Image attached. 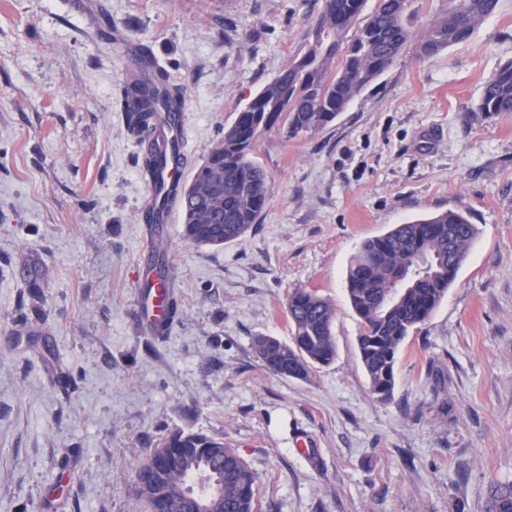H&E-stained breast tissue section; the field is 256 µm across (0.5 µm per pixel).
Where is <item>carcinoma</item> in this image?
I'll use <instances>...</instances> for the list:
<instances>
[{
  "instance_id": "obj_1",
  "label": "carcinoma",
  "mask_w": 512,
  "mask_h": 512,
  "mask_svg": "<svg viewBox=\"0 0 512 512\" xmlns=\"http://www.w3.org/2000/svg\"><path fill=\"white\" fill-rule=\"evenodd\" d=\"M323 0L305 38L304 49L239 113L184 188L187 210L182 236L195 245L222 246L241 239L259 223L268 205L267 175L254 149L265 132L279 129L296 139L333 122L372 81L406 52L423 61L467 41L489 18L498 0H444L446 6L415 37L410 23L415 0ZM128 133L166 115L176 120L184 89L160 67L129 74L121 90ZM479 110L512 115V61L482 88ZM161 162L152 152L141 170L156 179ZM479 235L461 211L448 210L361 242L346 274V296L360 324L359 356L371 391L392 395L395 366L409 333L428 320L442 302L468 250ZM291 340L259 336L255 350L272 373L307 378L336 356L335 310L317 291L296 289L287 297ZM173 450L174 462L161 479L176 490L208 465L224 468V512H257L253 472L224 441L203 433L176 431L158 443ZM489 512H512V484H493Z\"/></svg>"
}]
</instances>
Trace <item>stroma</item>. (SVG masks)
I'll use <instances>...</instances> for the list:
<instances>
[{"instance_id":"stroma-1","label":"stroma","mask_w":512,"mask_h":512,"mask_svg":"<svg viewBox=\"0 0 512 512\" xmlns=\"http://www.w3.org/2000/svg\"><path fill=\"white\" fill-rule=\"evenodd\" d=\"M0 0V512H144L135 471L174 431L223 438L262 512H488L512 483V116L479 112L512 60V0L463 43L400 57L336 120L266 132L259 224L220 247L165 238L180 316L136 320L147 183L116 103L125 42L185 88L195 172L300 53L322 0ZM448 209L480 234L370 389L347 301L365 238ZM336 311V357L305 380L254 340L289 341L286 298Z\"/></svg>"}]
</instances>
